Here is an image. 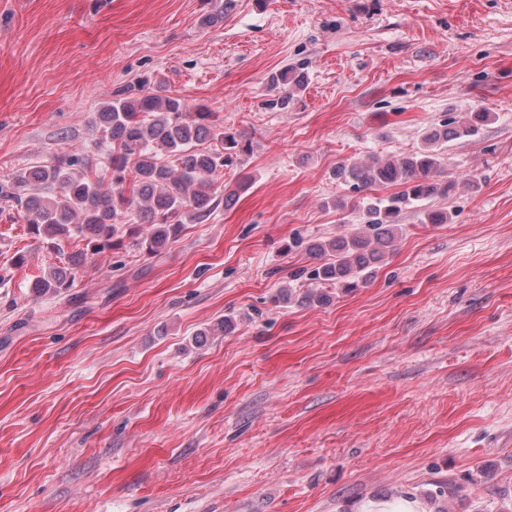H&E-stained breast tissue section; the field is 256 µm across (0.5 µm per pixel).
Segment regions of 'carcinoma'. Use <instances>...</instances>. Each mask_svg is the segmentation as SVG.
Wrapping results in <instances>:
<instances>
[{
    "label": "carcinoma",
    "instance_id": "carcinoma-1",
    "mask_svg": "<svg viewBox=\"0 0 512 512\" xmlns=\"http://www.w3.org/2000/svg\"><path fill=\"white\" fill-rule=\"evenodd\" d=\"M306 81L304 68H282L270 77L276 93L265 105L288 110L294 92ZM488 119L487 112H472L458 125L447 121L426 132L425 149L419 153L338 166L335 178L355 193L391 183L402 190L364 206V228L358 232L307 244L306 251L315 257L336 252V260L311 270L309 279L341 288L367 283L396 237L400 213L454 189V183L434 178L440 167L438 148L477 134ZM91 127L101 133L94 149L71 147L50 163H33L0 182V208L14 211L51 246L60 249L69 239L82 238L102 252L126 238L132 247L157 253L183 224L234 200L233 190L219 198L216 183L224 168L249 150V143L216 122L208 107L189 108L162 83L115 88L112 100L93 113ZM205 142L210 146L202 147ZM105 143L108 162L100 174L98 152ZM134 215L152 227L149 234L142 235L131 223ZM83 262L84 253L70 255L68 263L50 267L37 279L33 290L62 294Z\"/></svg>",
    "mask_w": 512,
    "mask_h": 512
}]
</instances>
